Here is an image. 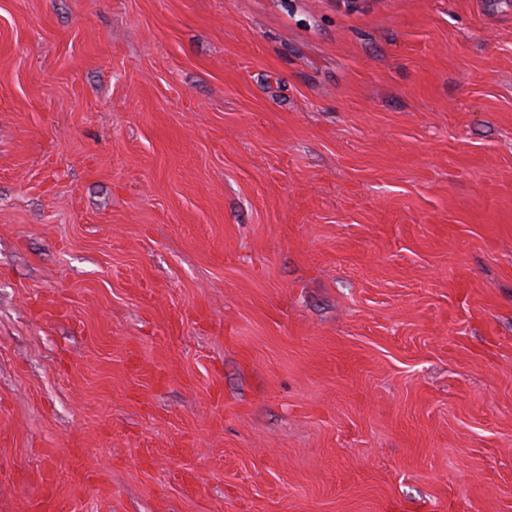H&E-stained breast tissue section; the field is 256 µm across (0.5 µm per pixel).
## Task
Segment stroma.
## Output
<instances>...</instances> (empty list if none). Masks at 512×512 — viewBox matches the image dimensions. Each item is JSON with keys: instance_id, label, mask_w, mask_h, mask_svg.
Returning <instances> with one entry per match:
<instances>
[{"instance_id": "35a3bbf8", "label": "stroma", "mask_w": 512, "mask_h": 512, "mask_svg": "<svg viewBox=\"0 0 512 512\" xmlns=\"http://www.w3.org/2000/svg\"><path fill=\"white\" fill-rule=\"evenodd\" d=\"M512 512V0H0V512Z\"/></svg>"}]
</instances>
